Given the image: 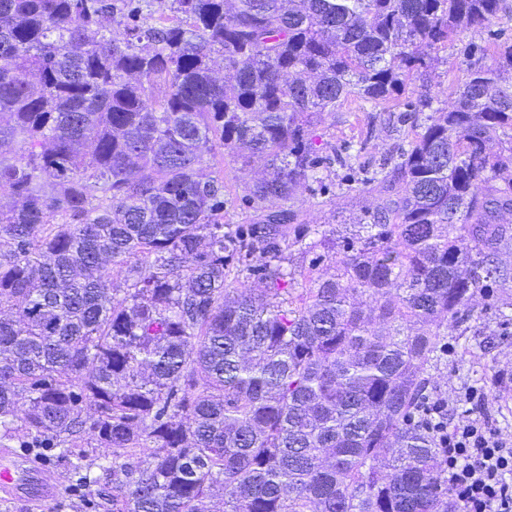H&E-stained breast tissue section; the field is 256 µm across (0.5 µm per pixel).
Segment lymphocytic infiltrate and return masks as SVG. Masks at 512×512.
<instances>
[{"label":"lymphocytic infiltrate","instance_id":"1","mask_svg":"<svg viewBox=\"0 0 512 512\" xmlns=\"http://www.w3.org/2000/svg\"><path fill=\"white\" fill-rule=\"evenodd\" d=\"M486 394L467 388L468 417L453 421L447 400L426 402L423 424L441 450L440 462L457 500V512H512V440L492 428L482 411Z\"/></svg>","mask_w":512,"mask_h":512}]
</instances>
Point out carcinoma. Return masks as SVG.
Listing matches in <instances>:
<instances>
[{
	"label": "carcinoma",
	"instance_id": "carcinoma-1",
	"mask_svg": "<svg viewBox=\"0 0 512 512\" xmlns=\"http://www.w3.org/2000/svg\"><path fill=\"white\" fill-rule=\"evenodd\" d=\"M508 11L0 0V447L66 460L93 432L112 512H199L214 488L217 512H453L417 414L445 338L512 282V179L495 183L512 170V42L364 183L380 203L361 234L336 244L263 203L347 164L315 148V116L397 99ZM217 142L273 170L245 188L253 224L224 223V181L203 173Z\"/></svg>",
	"mask_w": 512,
	"mask_h": 512
}]
</instances>
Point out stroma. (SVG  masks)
<instances>
[{"label": "stroma", "mask_w": 512, "mask_h": 512, "mask_svg": "<svg viewBox=\"0 0 512 512\" xmlns=\"http://www.w3.org/2000/svg\"><path fill=\"white\" fill-rule=\"evenodd\" d=\"M484 46V53L468 55L469 45ZM495 44L488 31L469 30L459 33L442 49L445 64L432 71L415 74L399 100L397 111L371 110L358 97H348L336 112L323 114L314 121L312 139L324 147L364 141L365 148L355 161L357 168L377 169L381 159L402 142L410 141L416 127L424 123L431 111L451 107L454 91L466 77L467 64L490 66L495 59ZM430 106H423V99ZM218 163L217 173L224 179V188L232 200L224 208L228 224H250L254 210L243 203L244 188L262 177L264 164L254 161L243 164L240 158L225 152L223 146L213 150ZM378 203L376 193L355 184L347 170H337L324 183L306 182L297 186L287 201L268 202L271 210L288 208L297 211L304 224L321 225L326 234L348 233L356 223L369 224ZM455 352L446 357L432 378L434 396L448 400L455 420L465 417V407L456 396L465 385L483 387L486 407L500 432L512 437V321H503L494 308H487L483 317L468 322L463 335L449 339ZM84 465L92 481L77 487L72 469L51 455L31 459L21 449H14L12 464L20 472L23 496L13 497L0 492V512H112V477L105 466L112 463L111 449L101 446L94 435H85L82 442ZM50 472L56 485L55 496L49 505L28 501L27 496L37 489L31 466Z\"/></svg>", "instance_id": "1"}]
</instances>
